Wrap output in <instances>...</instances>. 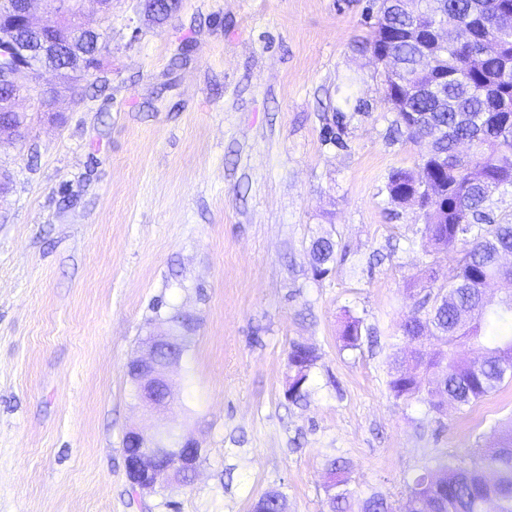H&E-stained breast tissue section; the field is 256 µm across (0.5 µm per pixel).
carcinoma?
<instances>
[{"instance_id":"carcinoma-1","label":"carcinoma","mask_w":512,"mask_h":512,"mask_svg":"<svg viewBox=\"0 0 512 512\" xmlns=\"http://www.w3.org/2000/svg\"><path fill=\"white\" fill-rule=\"evenodd\" d=\"M431 6V0H407L387 15V26L395 30L390 48L403 68L384 71V94L388 102L398 98L395 124L409 139L440 133L431 150L444 158L425 170L393 171L386 185L390 199L409 203L413 185L432 181L443 189L444 201L426 211L427 238L436 248L462 245L448 291L433 297L426 314L416 311L402 324L403 335H427L432 348L412 350L389 381L394 398L424 392L436 410L446 401L469 406L512 379V267L500 263L512 253V218L495 220L488 213L492 190L512 188V125L503 126L499 118V105L512 106V0H443L448 13L474 18L462 46L410 39V30L432 24ZM54 24L77 34L83 56L47 55L44 65L71 67L74 82L100 66L106 45L99 33L85 43L76 0L57 7ZM426 54L436 62L431 71L418 66ZM312 247L323 263L333 260L332 239L318 238ZM493 284L502 293L495 307L484 299ZM359 324L356 318L346 323L344 347L357 346ZM290 360L301 364L305 379L288 393L298 404L310 396L307 379L316 358L295 345ZM500 428L492 446L474 449L469 459H441L415 474L393 503L374 491L355 494L348 488L347 461L331 459L329 512H488L490 504L495 512H512V421Z\"/></svg>"}]
</instances>
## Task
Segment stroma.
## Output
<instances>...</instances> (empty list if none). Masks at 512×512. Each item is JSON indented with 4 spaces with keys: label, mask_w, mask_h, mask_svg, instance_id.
Listing matches in <instances>:
<instances>
[{
    "label": "stroma",
    "mask_w": 512,
    "mask_h": 512,
    "mask_svg": "<svg viewBox=\"0 0 512 512\" xmlns=\"http://www.w3.org/2000/svg\"><path fill=\"white\" fill-rule=\"evenodd\" d=\"M371 3L183 0L160 25L112 0L101 67L52 103L20 97L26 135L0 142V512H252L274 489L328 512L334 457L394 500L512 416L510 381L438 411L390 393L401 325L454 261L385 190L428 145L397 129L363 49ZM319 237L337 244L323 275ZM175 313L190 351L151 413L127 365ZM296 344L317 355L298 404ZM133 428L194 436V481L132 496Z\"/></svg>",
    "instance_id": "35a3bbf8"
}]
</instances>
